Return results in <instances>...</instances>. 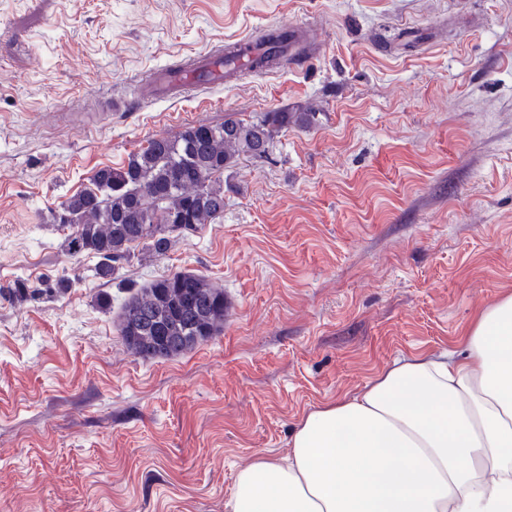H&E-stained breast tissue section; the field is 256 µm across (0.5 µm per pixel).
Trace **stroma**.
Here are the masks:
<instances>
[{"instance_id":"1","label":"stroma","mask_w":512,"mask_h":512,"mask_svg":"<svg viewBox=\"0 0 512 512\" xmlns=\"http://www.w3.org/2000/svg\"><path fill=\"white\" fill-rule=\"evenodd\" d=\"M304 26L299 56L202 89L154 70ZM313 112L224 173V216L112 281L62 203L146 140ZM224 290V331L133 354L130 289ZM0 512H226L240 470L396 358L512 293V0H0Z\"/></svg>"}]
</instances>
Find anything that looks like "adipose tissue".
<instances>
[{"mask_svg":"<svg viewBox=\"0 0 512 512\" xmlns=\"http://www.w3.org/2000/svg\"><path fill=\"white\" fill-rule=\"evenodd\" d=\"M227 512H512V293L458 349L397 359L304 414Z\"/></svg>","mask_w":512,"mask_h":512,"instance_id":"obj_1","label":"adipose tissue"}]
</instances>
